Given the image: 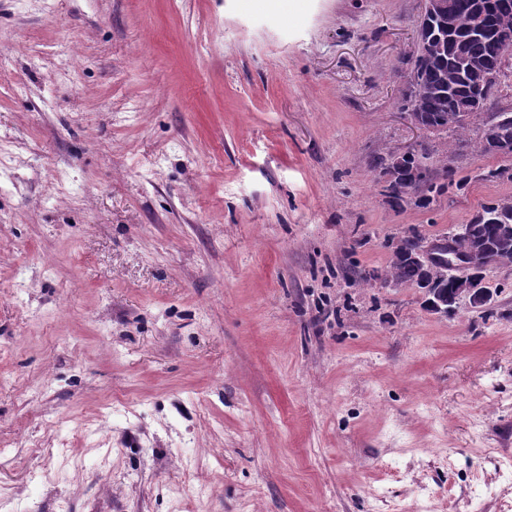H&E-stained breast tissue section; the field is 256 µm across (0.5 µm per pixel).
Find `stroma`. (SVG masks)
I'll list each match as a JSON object with an SVG mask.
<instances>
[{"mask_svg":"<svg viewBox=\"0 0 512 512\" xmlns=\"http://www.w3.org/2000/svg\"><path fill=\"white\" fill-rule=\"evenodd\" d=\"M424 0H0V512H499L512 266L382 276L512 203L481 119L394 205ZM501 171L487 179L488 171ZM493 206L485 207L482 214L472 222L474 224L473 233L495 244V240L500 237L507 227L508 235L510 234L512 240V221L509 220L508 224H493L482 218L483 214L493 209ZM472 224H458L451 234H448V240L444 241L443 244L439 242L427 243L423 239L415 240L413 248L406 254L415 262L408 260L407 257L398 258L399 254L406 252L409 245L408 239H401L399 244L395 243L393 263L382 279L387 281L397 277L401 285H410L418 278L420 267L422 276L413 285L422 290L424 303L431 312L448 315V313L455 312L462 302L474 309H486L493 299V293L483 285L485 271L504 262L512 264V256L511 261L501 257L508 253V240L506 238L499 243L502 248L499 252L497 250L496 255L494 254L492 258L484 255L490 253V249L494 250L496 247L488 246L487 243L476 239L471 253H455L451 247L450 238L469 236L472 232ZM475 235H472V237H475ZM436 263L448 266V272L459 271L460 273H448L450 276L446 278L444 271L434 270ZM432 271L433 278L431 277ZM433 279L444 285L448 284L449 279L452 287L450 290L437 288ZM391 283L400 285L398 282Z\"/></svg>","mask_w":512,"mask_h":512,"instance_id":"obj_1","label":"stroma"}]
</instances>
